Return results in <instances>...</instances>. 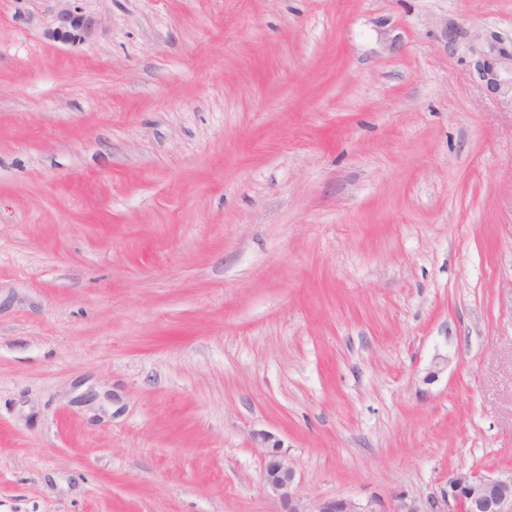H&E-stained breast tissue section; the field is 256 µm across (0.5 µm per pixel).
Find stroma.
I'll return each mask as SVG.
<instances>
[{
  "label": "stroma",
  "mask_w": 512,
  "mask_h": 512,
  "mask_svg": "<svg viewBox=\"0 0 512 512\" xmlns=\"http://www.w3.org/2000/svg\"><path fill=\"white\" fill-rule=\"evenodd\" d=\"M82 7L0 0V512L512 472V0ZM56 1V22L48 31V36L63 44H79L90 40L96 32L98 21L84 12L78 3L80 0ZM254 442L259 448H265L264 478L270 490L281 499L292 502L295 472L289 466L280 450L281 441L273 434L258 431L253 434Z\"/></svg>",
  "instance_id": "1"
}]
</instances>
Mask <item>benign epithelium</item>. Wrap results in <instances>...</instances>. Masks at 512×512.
<instances>
[{"instance_id": "7a95c632", "label": "benign epithelium", "mask_w": 512, "mask_h": 512, "mask_svg": "<svg viewBox=\"0 0 512 512\" xmlns=\"http://www.w3.org/2000/svg\"><path fill=\"white\" fill-rule=\"evenodd\" d=\"M55 26L48 36L63 44L90 40L98 21L86 14L79 0H57ZM254 442L265 449L264 478L270 490L285 501H292L295 472L281 452V441L262 431L253 434ZM446 512H512V474L495 476L475 469H457L448 474ZM310 512H385L374 500L348 497H321Z\"/></svg>"}]
</instances>
